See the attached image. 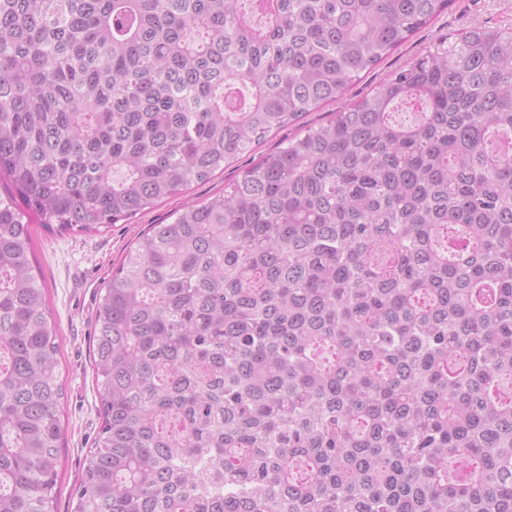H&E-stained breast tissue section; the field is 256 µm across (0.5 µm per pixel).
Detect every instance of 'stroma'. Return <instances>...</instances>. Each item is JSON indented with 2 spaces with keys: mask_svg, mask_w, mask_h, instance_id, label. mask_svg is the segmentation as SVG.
Listing matches in <instances>:
<instances>
[{
  "mask_svg": "<svg viewBox=\"0 0 512 512\" xmlns=\"http://www.w3.org/2000/svg\"><path fill=\"white\" fill-rule=\"evenodd\" d=\"M476 24L512 27V0H453L447 11L416 33L381 66L363 74L350 88L349 97L355 99L365 95L388 72L422 56L428 46L442 36ZM247 166V161L242 160L226 167L215 179L193 185L184 194L170 198L130 221L112 225L103 234L60 235L36 229L37 276L49 292L61 347L59 372L64 385V435L56 512H73L74 489L81 479L84 455L93 447L101 428L92 337L103 284L111 278L112 269L121 261L126 248L149 225L168 223L171 212L185 202L201 201L223 192L225 184Z\"/></svg>",
  "mask_w": 512,
  "mask_h": 512,
  "instance_id": "35a3bbf8",
  "label": "stroma"
}]
</instances>
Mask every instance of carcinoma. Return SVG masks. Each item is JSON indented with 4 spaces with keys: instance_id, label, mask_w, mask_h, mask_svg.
Instances as JSON below:
<instances>
[{
    "instance_id": "1",
    "label": "carcinoma",
    "mask_w": 512,
    "mask_h": 512,
    "mask_svg": "<svg viewBox=\"0 0 512 512\" xmlns=\"http://www.w3.org/2000/svg\"><path fill=\"white\" fill-rule=\"evenodd\" d=\"M450 3L0 0V512L57 498L31 224L103 233L331 102L101 288L74 512H512V28L343 103Z\"/></svg>"
}]
</instances>
